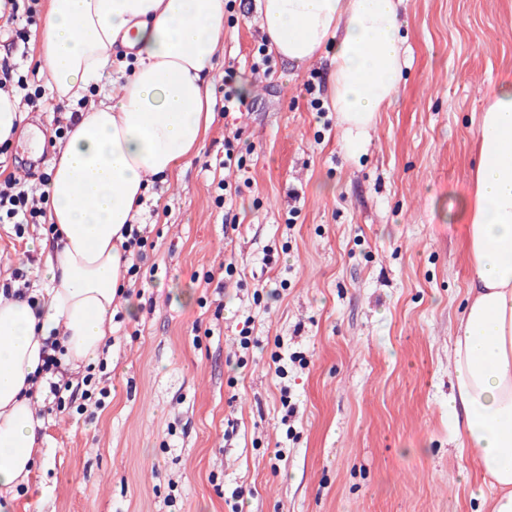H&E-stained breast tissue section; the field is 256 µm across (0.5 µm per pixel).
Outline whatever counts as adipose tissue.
<instances>
[{
	"instance_id": "obj_1",
	"label": "adipose tissue",
	"mask_w": 512,
	"mask_h": 512,
	"mask_svg": "<svg viewBox=\"0 0 512 512\" xmlns=\"http://www.w3.org/2000/svg\"><path fill=\"white\" fill-rule=\"evenodd\" d=\"M400 0H256L275 52L299 66L331 52V101L351 151L403 81ZM227 0H49L40 68L57 102L114 86L83 112L50 163L40 310L0 296V512L42 454L41 386L32 376L58 339L76 373L106 346L131 265L124 225L150 179L176 177L208 129L206 77L224 41ZM476 137L480 161L467 206L471 278L455 334L448 413L476 454L483 486L475 512H512V81L495 86Z\"/></svg>"
}]
</instances>
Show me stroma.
Here are the masks:
<instances>
[{"instance_id": "stroma-1", "label": "stroma", "mask_w": 512, "mask_h": 512, "mask_svg": "<svg viewBox=\"0 0 512 512\" xmlns=\"http://www.w3.org/2000/svg\"><path fill=\"white\" fill-rule=\"evenodd\" d=\"M399 14L404 80L354 153L328 59L298 68L270 51L253 69L265 38L253 0H233L203 146L180 178L151 183L141 221L155 248L87 367L107 406L42 411L43 460L16 512H474L480 464L448 395L473 131L512 80V0H402ZM29 30L26 44L0 30V59L43 88ZM231 65L252 90L228 115ZM23 112L0 168L37 190L63 141L53 108ZM234 133L241 169L222 164ZM221 179L238 188L228 208ZM49 237L0 224V281L21 267L44 287Z\"/></svg>"}]
</instances>
